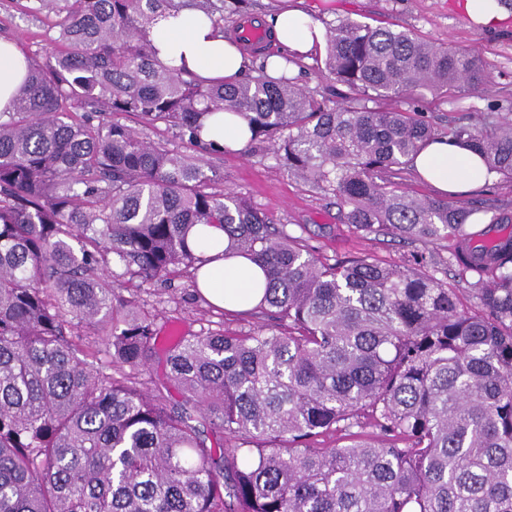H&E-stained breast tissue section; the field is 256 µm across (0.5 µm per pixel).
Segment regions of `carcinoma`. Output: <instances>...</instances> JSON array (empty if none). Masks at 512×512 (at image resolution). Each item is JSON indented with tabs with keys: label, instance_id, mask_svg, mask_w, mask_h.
Returning a JSON list of instances; mask_svg holds the SVG:
<instances>
[{
	"label": "carcinoma",
	"instance_id": "carcinoma-1",
	"mask_svg": "<svg viewBox=\"0 0 512 512\" xmlns=\"http://www.w3.org/2000/svg\"><path fill=\"white\" fill-rule=\"evenodd\" d=\"M249 2L65 0L0 113V512H512V236L488 241L472 231L482 209L401 187L437 138L512 181V119L439 132L400 107L486 74L390 27H328L336 100L304 88L290 55L273 78L249 51L231 85L157 58L165 12L197 6L221 26ZM224 111L248 122L246 149L267 145L333 195L354 232L448 240L468 301L422 253L315 254L213 191L202 160L116 120L163 123L206 151L201 118ZM194 224L224 225V254L262 267L253 311L271 322L179 338L145 389L157 316L138 289L197 270ZM330 432L349 443L314 445Z\"/></svg>",
	"mask_w": 512,
	"mask_h": 512
}]
</instances>
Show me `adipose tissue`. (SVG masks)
Wrapping results in <instances>:
<instances>
[{"mask_svg": "<svg viewBox=\"0 0 512 512\" xmlns=\"http://www.w3.org/2000/svg\"><path fill=\"white\" fill-rule=\"evenodd\" d=\"M269 24L279 48L269 57L270 72H277L282 52L307 60L325 47L323 24L303 9L290 6L288 0H283ZM150 40L164 64L186 66L188 71L212 81L236 82L249 63L242 46L233 43L201 12L190 8L159 17ZM26 74L27 61L17 41L0 39V112L10 111ZM202 123L203 140L218 149H242L250 137L248 123L237 115L218 112L204 116ZM412 166L423 180L444 193H465L487 180L476 157L444 139L422 150ZM188 243L204 259L196 273V286L207 302L220 309L243 311L259 301L263 272L245 258H221L226 245L223 227L195 225L188 233Z\"/></svg>", "mask_w": 512, "mask_h": 512, "instance_id": "ef3b65f1", "label": "adipose tissue"}]
</instances>
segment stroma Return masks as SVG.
Masks as SVG:
<instances>
[{
  "label": "stroma",
  "instance_id": "1",
  "mask_svg": "<svg viewBox=\"0 0 512 512\" xmlns=\"http://www.w3.org/2000/svg\"><path fill=\"white\" fill-rule=\"evenodd\" d=\"M302 4L327 26L344 19L390 26L482 58L488 78L478 89L461 87L451 99L429 94L417 99L420 119L436 129L446 128L452 117L479 123L490 109L502 116L512 115V6L502 22L485 29L476 26L458 0H302ZM61 5L62 0H0V38L17 39L25 54L38 57L58 31ZM204 159L223 174L224 186L245 196L271 223L287 225L289 232L302 237L316 254L330 258L370 254L399 263L414 250L413 245L391 237L353 232L333 197L290 176L264 149L249 156L229 151L208 153ZM457 201L467 207H483L481 228L488 236L512 234V221H496L502 214L512 218V183L506 179L492 175L482 189L458 196ZM141 299L146 309L157 314L164 332L173 327L195 334L241 327L233 316L197 298L188 273L145 285Z\"/></svg>",
  "mask_w": 512,
  "mask_h": 512
}]
</instances>
